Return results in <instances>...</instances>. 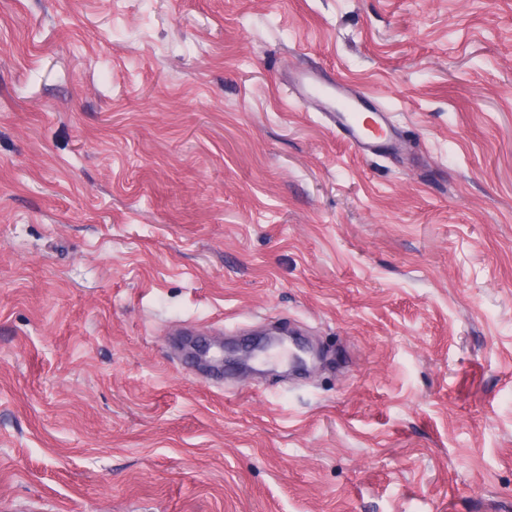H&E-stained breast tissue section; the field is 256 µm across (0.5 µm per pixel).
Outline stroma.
Listing matches in <instances>:
<instances>
[{
	"label": "stroma",
	"mask_w": 512,
	"mask_h": 512,
	"mask_svg": "<svg viewBox=\"0 0 512 512\" xmlns=\"http://www.w3.org/2000/svg\"><path fill=\"white\" fill-rule=\"evenodd\" d=\"M0 512H512V0H0ZM290 89L298 94L318 96L329 119L336 129L350 141L360 153L375 154L394 149L393 130L387 113L376 111L375 122L383 132L380 136L369 135V128L362 121L357 98L358 93L345 85L323 81L316 70L305 69L292 77Z\"/></svg>",
	"instance_id": "1"
}]
</instances>
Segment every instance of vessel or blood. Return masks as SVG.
I'll use <instances>...</instances> for the list:
<instances>
[{"mask_svg": "<svg viewBox=\"0 0 512 512\" xmlns=\"http://www.w3.org/2000/svg\"><path fill=\"white\" fill-rule=\"evenodd\" d=\"M290 87L298 94L318 96L320 102L325 103L331 122L360 153L367 155L393 149V130L386 112L379 110L375 113L380 135H369L360 116L357 92L342 84L323 81L317 71L310 69L293 76Z\"/></svg>", "mask_w": 512, "mask_h": 512, "instance_id": "1", "label": "vessel or blood"}]
</instances>
